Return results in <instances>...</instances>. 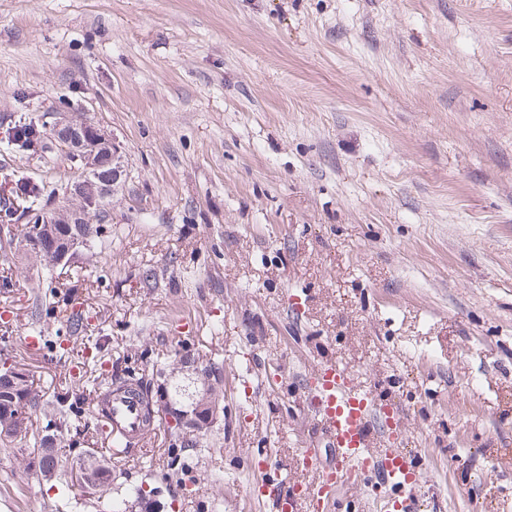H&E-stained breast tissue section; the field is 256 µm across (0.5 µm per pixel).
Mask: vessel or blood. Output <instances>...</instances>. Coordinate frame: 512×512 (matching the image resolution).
Instances as JSON below:
<instances>
[{
    "mask_svg": "<svg viewBox=\"0 0 512 512\" xmlns=\"http://www.w3.org/2000/svg\"><path fill=\"white\" fill-rule=\"evenodd\" d=\"M311 396L319 433L334 450V460L318 470L307 496L310 512H326L340 488L354 476L381 480L388 494L380 512H414L420 473L413 454L402 448V421L377 391L356 387L334 363L319 364ZM110 436L136 439L152 431L141 397L113 381L97 401Z\"/></svg>",
    "mask_w": 512,
    "mask_h": 512,
    "instance_id": "vessel-or-blood-1",
    "label": "vessel or blood"
}]
</instances>
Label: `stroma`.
I'll return each instance as SVG.
<instances>
[{
  "mask_svg": "<svg viewBox=\"0 0 512 512\" xmlns=\"http://www.w3.org/2000/svg\"><path fill=\"white\" fill-rule=\"evenodd\" d=\"M64 99L126 178L66 266L0 227V367L48 402L33 434L111 459L96 402L130 368L195 392L211 364L224 392L199 447L159 416L66 512L136 486L159 512H271L253 453L289 487L315 479L301 449L333 457L302 397L325 355L401 411L420 512H512V0H0V123ZM1 167L68 204L63 158ZM65 295L86 344L38 315ZM42 456L0 442V512H57Z\"/></svg>",
  "mask_w": 512,
  "mask_h": 512,
  "instance_id": "stroma-1",
  "label": "stroma"
}]
</instances>
